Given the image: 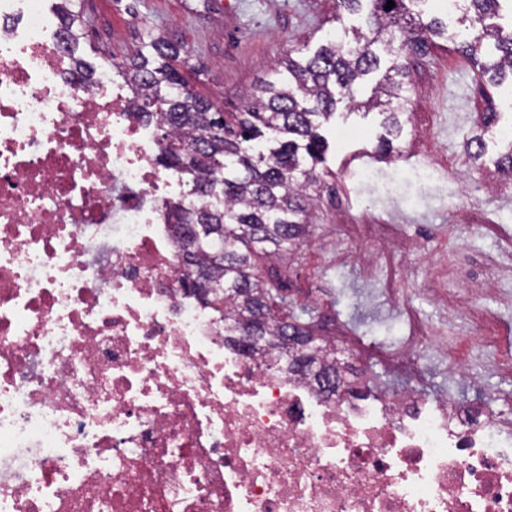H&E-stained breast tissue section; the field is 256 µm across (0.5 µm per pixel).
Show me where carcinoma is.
<instances>
[{
	"label": "carcinoma",
	"mask_w": 512,
	"mask_h": 512,
	"mask_svg": "<svg viewBox=\"0 0 512 512\" xmlns=\"http://www.w3.org/2000/svg\"><path fill=\"white\" fill-rule=\"evenodd\" d=\"M387 2L338 0L336 20L362 12L365 29H345L311 55L288 56L276 78L256 87L239 112H226L188 89L174 65L180 48L159 36H149L144 49L121 65L140 118L164 133L161 163L183 176L200 199L197 205H172L170 223L189 232L199 224L212 228L197 238L192 258L179 253L187 279H200L206 291L201 303L218 314L225 330L240 336L245 324H253L246 351L269 348L296 371L319 361L336 362V348L323 344L308 324L279 315L278 289L263 279L256 261L294 253L310 235L309 190L320 183L316 169L326 151L320 128L344 100L353 98L364 77L380 69L373 46L383 44L391 56L364 102L384 115L383 155L398 151L404 129L410 87L403 52L421 54L432 38L449 37L490 86L506 80L512 84V31L487 22L504 6L512 14V0H464L459 27L452 33L448 23L436 17L425 21L412 9L424 0H393L390 10ZM74 5V0H61L59 32L72 65L89 72L76 56L80 15ZM498 121L499 113H483L480 130L464 145L471 159L485 154V133ZM285 331L305 337L292 359L277 344Z\"/></svg>",
	"instance_id": "1"
}]
</instances>
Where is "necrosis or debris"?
<instances>
[{
  "mask_svg": "<svg viewBox=\"0 0 512 512\" xmlns=\"http://www.w3.org/2000/svg\"><path fill=\"white\" fill-rule=\"evenodd\" d=\"M112 83L0 0V512H512L511 419L239 350Z\"/></svg>",
  "mask_w": 512,
  "mask_h": 512,
  "instance_id": "4bbe7bcc",
  "label": "necrosis or debris"
}]
</instances>
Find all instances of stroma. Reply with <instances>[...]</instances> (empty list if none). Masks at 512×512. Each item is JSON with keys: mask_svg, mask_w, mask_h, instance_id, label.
Segmentation results:
<instances>
[{"mask_svg": "<svg viewBox=\"0 0 512 512\" xmlns=\"http://www.w3.org/2000/svg\"><path fill=\"white\" fill-rule=\"evenodd\" d=\"M78 54L92 68L126 61L154 34L181 46L177 67L190 90L228 112L271 78L277 61L303 46L315 52L335 30L336 0H84ZM411 86L400 151L382 158L378 112L341 108L325 129L329 142L316 222L298 254L264 258L262 276L280 278L289 311L314 335L330 336L346 360L363 358L376 388H409L466 405H512V377L497 371L488 342L512 351V276L473 298L468 312L449 318L438 296L448 287L443 257L457 253L465 268L489 266L512 234V176L496 159L503 145L488 136L487 153L468 160L464 141L488 99L506 101L507 87L478 90L479 77L453 41L434 40L407 58ZM467 337V377L448 371L435 331ZM419 337L418 371L401 375L396 348ZM378 344L371 352L367 343Z\"/></svg>", "mask_w": 512, "mask_h": 512, "instance_id": "35a3bbf8", "label": "stroma"}]
</instances>
